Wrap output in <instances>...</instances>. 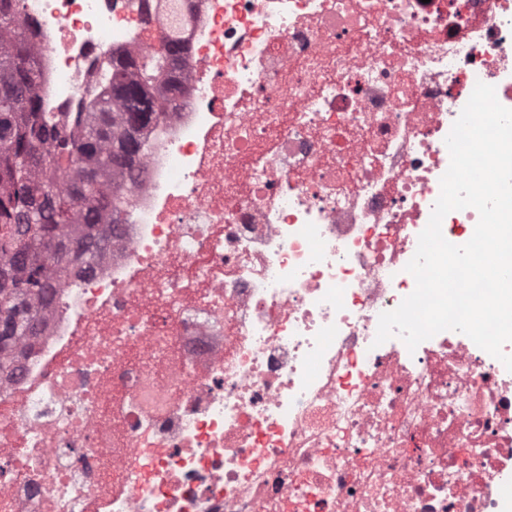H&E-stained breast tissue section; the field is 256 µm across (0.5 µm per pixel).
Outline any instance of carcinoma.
Wrapping results in <instances>:
<instances>
[{
	"instance_id": "obj_1",
	"label": "carcinoma",
	"mask_w": 512,
	"mask_h": 512,
	"mask_svg": "<svg viewBox=\"0 0 512 512\" xmlns=\"http://www.w3.org/2000/svg\"><path fill=\"white\" fill-rule=\"evenodd\" d=\"M19 0H0V276H20L8 289L12 324L0 330V356L20 339L36 335L37 308L54 297V282L101 251L96 225L132 203L130 191L114 190L112 177L137 161L142 138L167 109L162 87L182 54L177 42L137 59L116 56L79 112L41 111L38 52L20 22ZM22 224H38L29 236ZM55 250H42V239ZM33 256L25 270L19 257Z\"/></svg>"
}]
</instances>
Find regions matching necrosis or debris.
<instances>
[{"label":"necrosis or debris","mask_w":512,"mask_h":512,"mask_svg":"<svg viewBox=\"0 0 512 512\" xmlns=\"http://www.w3.org/2000/svg\"><path fill=\"white\" fill-rule=\"evenodd\" d=\"M45 112L185 46L133 206L0 373V512H512V372L375 344L512 0H20Z\"/></svg>","instance_id":"obj_1"}]
</instances>
